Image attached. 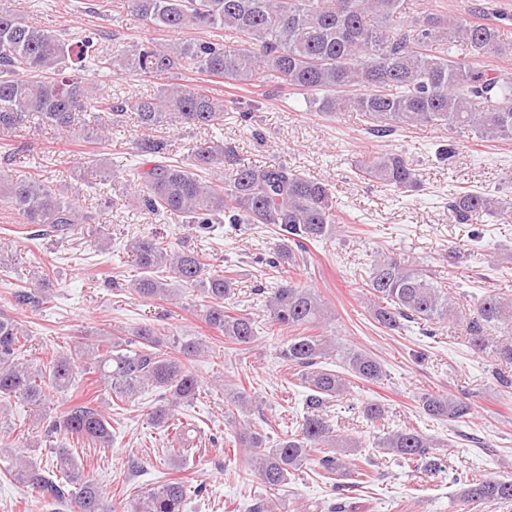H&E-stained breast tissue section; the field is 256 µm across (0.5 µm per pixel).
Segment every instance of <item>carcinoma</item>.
Here are the masks:
<instances>
[{
    "label": "carcinoma",
    "mask_w": 512,
    "mask_h": 512,
    "mask_svg": "<svg viewBox=\"0 0 512 512\" xmlns=\"http://www.w3.org/2000/svg\"><path fill=\"white\" fill-rule=\"evenodd\" d=\"M127 10L146 26L179 35L169 43L141 41L105 48L98 33L75 36L48 29L19 13L0 8V134L49 129L69 139L95 127L106 140L129 125L143 132L137 152L152 157L150 167L124 170L126 185L136 189V203L165 221L181 222L200 233L216 224L263 225L277 238L263 258L276 268L297 267L309 245L340 231L341 215L328 181L311 177L280 162L245 164L221 140L195 142L187 160L170 157L162 128L207 129L224 114L250 118L251 107L235 99L215 98L202 84L171 83L156 94L130 99L117 92L100 94L96 83L79 72L93 69L119 78L132 72L144 80L181 72L200 73L230 86L257 82L286 98L303 96L307 110L328 119L354 113L365 118L375 137L414 127L444 128L488 141L512 140V81L500 78L478 61L512 54V41L499 24L452 21L445 12L419 0H124ZM222 28L234 44L183 38L188 30ZM468 57L451 54L452 44ZM352 169L364 181L404 193L420 184L413 162L396 152L368 153ZM40 175L0 181V203L11 208L35 231L29 240L66 239L95 222L90 211ZM448 211L457 224L485 218L512 220V207L486 193L448 190ZM129 250L139 275L129 289L149 300L169 301L179 294L200 295L198 317L243 354L260 334L280 341V356L298 370L307 389L297 426L271 441L264 425L237 422L235 411L252 406L244 389H227L201 380L192 370L201 342L186 335L168 342L166 330L141 324L131 331H106V338L84 343L71 352L44 359L28 348L31 329L25 321L0 316V413L16 401L43 404L47 393H74L60 416L42 423L39 442L49 449L15 458L14 477L43 506L67 512H115L109 496L67 448V440L112 446V411L145 389L158 393L147 422L171 435V442L190 444L188 424L180 410L219 388L231 441L254 464L259 480L278 491L311 460L318 475L334 481L373 480L368 457L355 461L346 449L357 443L342 435L327 413L329 404L347 393L348 377L377 383L385 376L381 362L363 350L344 349L318 333L329 321L321 296L300 279L258 285L264 321L233 313L225 305L237 290L234 265L220 269L197 252L173 248L155 235L131 241ZM52 264L34 273L13 294L20 307L39 308L51 300ZM366 287L378 299L374 321L386 331L404 323L427 328L455 317L456 296L436 269L419 267L408 255L378 250L371 255ZM468 343L491 351L512 365V298L487 292L474 304L467 324ZM339 361L343 371L329 367ZM99 383L102 393L85 392L84 382ZM420 407L432 419L466 423L472 406L464 397L424 394ZM359 414L375 424L386 409L365 404ZM400 462L438 473L440 444L414 427L392 430L376 441ZM466 505L512 506V479H476L459 492ZM187 487L174 478L143 492L133 512H185Z\"/></svg>",
    "instance_id": "carcinoma-1"
}]
</instances>
